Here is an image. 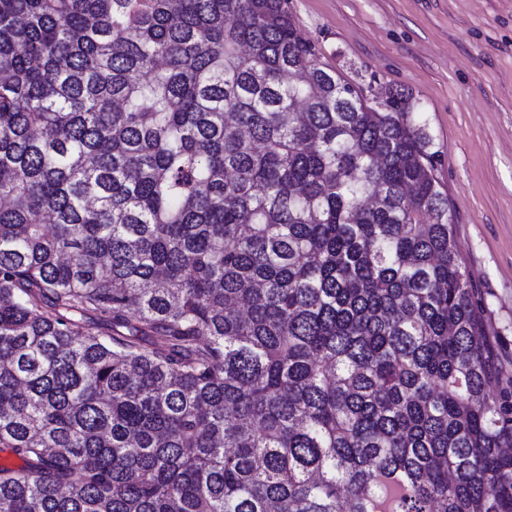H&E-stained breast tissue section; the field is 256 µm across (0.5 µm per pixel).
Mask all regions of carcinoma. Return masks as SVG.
Returning <instances> with one entry per match:
<instances>
[{
	"label": "carcinoma",
	"instance_id": "cac0c4a2",
	"mask_svg": "<svg viewBox=\"0 0 512 512\" xmlns=\"http://www.w3.org/2000/svg\"><path fill=\"white\" fill-rule=\"evenodd\" d=\"M413 110L288 0H0V512H512Z\"/></svg>",
	"mask_w": 512,
	"mask_h": 512
}]
</instances>
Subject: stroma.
Returning a JSON list of instances; mask_svg holds the SVG:
<instances>
[{
    "instance_id": "35a3bbf8",
    "label": "stroma",
    "mask_w": 512,
    "mask_h": 512,
    "mask_svg": "<svg viewBox=\"0 0 512 512\" xmlns=\"http://www.w3.org/2000/svg\"><path fill=\"white\" fill-rule=\"evenodd\" d=\"M323 66L409 91L504 378L512 377V0H289Z\"/></svg>"
}]
</instances>
